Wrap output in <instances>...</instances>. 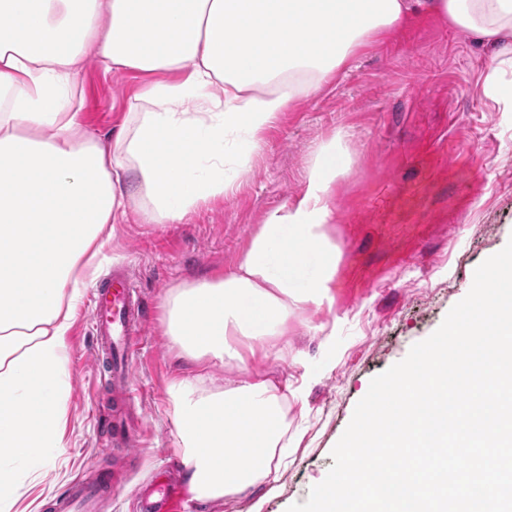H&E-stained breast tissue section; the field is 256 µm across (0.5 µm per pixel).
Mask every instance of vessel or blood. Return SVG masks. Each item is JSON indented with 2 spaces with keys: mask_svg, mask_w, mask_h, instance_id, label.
<instances>
[{
  "mask_svg": "<svg viewBox=\"0 0 512 512\" xmlns=\"http://www.w3.org/2000/svg\"><path fill=\"white\" fill-rule=\"evenodd\" d=\"M90 326L95 344L90 351L103 392L121 391L126 405L136 399L132 381V361L143 340L140 291L127 264L114 265L103 276L92 296ZM112 440L104 444L105 453L127 452L133 442V433L127 419L112 421ZM116 489L109 476L94 469L73 480L68 492L47 501L42 512H96L102 498L115 495ZM184 498L174 482L153 481L150 493L136 501L138 512H182Z\"/></svg>",
  "mask_w": 512,
  "mask_h": 512,
  "instance_id": "vessel-or-blood-1",
  "label": "vessel or blood"
}]
</instances>
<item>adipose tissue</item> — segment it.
<instances>
[{
    "label": "adipose tissue",
    "instance_id": "1",
    "mask_svg": "<svg viewBox=\"0 0 512 512\" xmlns=\"http://www.w3.org/2000/svg\"><path fill=\"white\" fill-rule=\"evenodd\" d=\"M421 15L492 43L512 33V0H0V512L61 445L66 337L111 225L133 208L178 224L233 194L278 113ZM90 59L145 79L106 141L83 120ZM347 151L338 135L319 144L304 196L268 215L228 273L166 292L182 356L242 369L247 353L287 354L272 337L336 276L327 217ZM168 397L195 501L275 479L293 440L287 387L178 380Z\"/></svg>",
    "mask_w": 512,
    "mask_h": 512
}]
</instances>
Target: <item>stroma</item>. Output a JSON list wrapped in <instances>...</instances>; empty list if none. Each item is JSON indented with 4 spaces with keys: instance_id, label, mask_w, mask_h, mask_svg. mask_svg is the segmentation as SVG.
<instances>
[{
    "instance_id": "35a3bbf8",
    "label": "stroma",
    "mask_w": 512,
    "mask_h": 512,
    "mask_svg": "<svg viewBox=\"0 0 512 512\" xmlns=\"http://www.w3.org/2000/svg\"><path fill=\"white\" fill-rule=\"evenodd\" d=\"M495 45L423 17L353 57L316 95L280 113L265 133L242 188L213 199L181 224H148L129 213L113 225L99 274L129 264L146 306L144 343L134 370L136 462L103 453L95 368L85 335L89 302L73 311L67 343L70 390L63 446L53 466L29 476L13 512L64 492L94 463L135 490L154 469L181 461L168 399L174 381L219 391L238 368L198 376L165 336L162 300L173 286L231 270L268 214L307 190L314 149L345 135L346 172L336 181L328 226L340 251L336 283L326 298L288 320V355L248 358L251 373L287 384L291 415L303 436L274 481L189 512H286L304 503L333 464L331 452L370 381L403 360L464 298L476 268L512 239V103L490 90L499 72ZM84 121L105 137L123 123L143 77L103 72L88 62L81 75Z\"/></svg>"
}]
</instances>
